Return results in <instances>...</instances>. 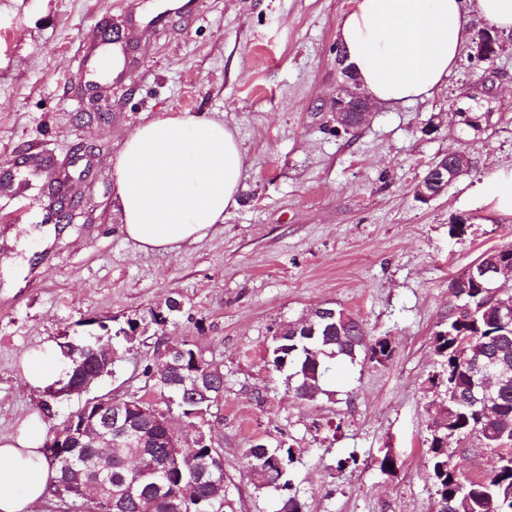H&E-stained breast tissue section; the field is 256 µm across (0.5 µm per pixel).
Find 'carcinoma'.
I'll list each match as a JSON object with an SVG mask.
<instances>
[{
    "instance_id": "obj_1",
    "label": "carcinoma",
    "mask_w": 512,
    "mask_h": 512,
    "mask_svg": "<svg viewBox=\"0 0 512 512\" xmlns=\"http://www.w3.org/2000/svg\"><path fill=\"white\" fill-rule=\"evenodd\" d=\"M497 287L491 282L479 287L460 278L450 281L448 288L459 304L448 316L446 329L435 335L436 352L444 358L435 381L450 390L443 409L448 430L466 442L477 441L480 447L500 450L503 462L489 474L470 478L448 467V442L438 438L428 441L427 454L431 479L440 508L446 512H512V294L501 292L490 295ZM181 312V302L171 297L164 305L149 311L151 319L164 324ZM316 334L302 326L299 332L282 340L273 339L268 348L267 365L275 372L287 373V380L298 377L294 394L304 400H314L324 393L323 380L336 369V361L355 359L364 352L380 361L391 356L387 340L376 339L360 344V327L354 321L350 326H336V320H314ZM183 350L180 372H172L180 385L174 387L178 416L185 429L172 427V411L159 412L151 421L141 416L140 407L151 403L140 399H121L132 406L128 411L129 431L145 440V447H129L124 442H113L106 454L83 443L71 449L68 460H56L46 438L44 455L49 467L57 474L53 496L64 483V470L75 467L83 470L82 478L93 484L100 478L111 483L114 492H123L119 512H225L227 490L224 479L205 475L220 457L210 443L195 444L194 459L202 476L196 491L186 498L180 490L189 478L185 469L164 467L173 461L184 443L194 438L193 428L202 417L219 405L224 394V372L215 376V390L204 400L189 391L187 382L193 372H205L212 363L186 341L176 344ZM493 363L504 379L492 390L484 402L475 399L474 364ZM115 364L113 354L98 343L88 341L75 344V352L66 360L68 373L81 379L87 375L110 373ZM295 449L283 444L263 447L254 443L246 449L248 473L258 488L290 487L288 469L293 463Z\"/></svg>"
}]
</instances>
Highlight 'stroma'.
<instances>
[{
  "label": "stroma",
  "mask_w": 512,
  "mask_h": 512,
  "mask_svg": "<svg viewBox=\"0 0 512 512\" xmlns=\"http://www.w3.org/2000/svg\"><path fill=\"white\" fill-rule=\"evenodd\" d=\"M352 0H0V436L47 400L23 355L73 338L113 344L112 373L52 402L47 428L87 402L166 407L145 371L159 341H189L224 373L208 427L224 463L227 512H273L244 452L296 450L300 512H435L426 453L442 387L433 337L456 302L448 283L512 241L490 181L512 171V33L491 62L465 45L446 87L372 106L338 130L336 29ZM112 31L133 61L85 90L83 50ZM164 112H205L235 128L244 159L237 206L215 234L174 253L126 241L111 159ZM455 150L470 174L430 201L415 188ZM177 298L182 313L154 323ZM331 306L387 339L390 360L358 355L308 401L268 371L281 324ZM133 342L117 338L127 321ZM395 467H380L384 456Z\"/></svg>",
  "instance_id": "stroma-1"
}]
</instances>
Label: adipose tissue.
I'll return each instance as SVG.
<instances>
[{
	"label": "adipose tissue",
	"instance_id": "adipose-tissue-1",
	"mask_svg": "<svg viewBox=\"0 0 512 512\" xmlns=\"http://www.w3.org/2000/svg\"><path fill=\"white\" fill-rule=\"evenodd\" d=\"M512 32V0H354L337 27L346 63L369 100L404 105L448 83L473 16ZM121 231L141 251L172 253L216 232L243 188L236 132L208 114H164L138 126L112 160ZM46 425L30 414L0 437V512L50 497Z\"/></svg>",
	"mask_w": 512,
	"mask_h": 512
}]
</instances>
